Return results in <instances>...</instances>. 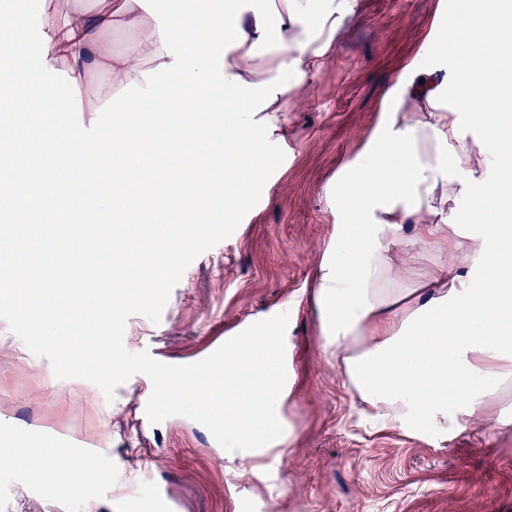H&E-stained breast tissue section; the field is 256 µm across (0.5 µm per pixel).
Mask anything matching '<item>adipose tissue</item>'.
<instances>
[{
  "label": "adipose tissue",
  "instance_id": "1",
  "mask_svg": "<svg viewBox=\"0 0 512 512\" xmlns=\"http://www.w3.org/2000/svg\"><path fill=\"white\" fill-rule=\"evenodd\" d=\"M74 10L42 38L23 67L25 93L0 89V207L75 210L84 197L111 212L120 240L136 237L138 257L172 252L162 227L191 240L207 224L234 215L248 196L238 160L253 147L261 174L268 153L256 129L279 128L288 79L316 71L336 26L356 0H237L232 11L200 13L191 0H102ZM128 33L112 49L103 32ZM485 27L512 38V0H465L461 16L434 42L454 55V78L415 64L398 83L377 130L340 171L330 201L337 221L308 298L325 347L335 349L350 386L379 425L439 434L460 431L484 412L512 408V81L498 72L497 51L472 49ZM269 76L253 79L257 67ZM106 75L103 94L82 83ZM495 94L498 106L473 117L492 143L468 138L463 114ZM28 142L62 144L69 178L22 179L16 156ZM503 176L495 194L484 170ZM476 200L478 225L460 224L446 204ZM450 249L416 287H400L393 250L405 227ZM84 291L65 279L42 285L31 313L48 344L58 341L63 293ZM287 328L262 313L224 339L225 376L235 399L224 412L232 458L258 460L283 429L276 405L288 397L293 369ZM493 380V388L481 379Z\"/></svg>",
  "mask_w": 512,
  "mask_h": 512
}]
</instances>
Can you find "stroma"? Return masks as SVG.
<instances>
[{
	"mask_svg": "<svg viewBox=\"0 0 512 512\" xmlns=\"http://www.w3.org/2000/svg\"><path fill=\"white\" fill-rule=\"evenodd\" d=\"M98 0H45L35 23L0 32V52L20 58L40 30L61 26ZM458 0H357L312 75L295 80L285 103V158L259 202L234 232L199 255L173 288L159 322L141 314L125 325L124 345L172 360L197 359L250 317L293 304L288 316L294 370L282 414L292 437L271 468L228 461L202 424L183 415L150 423L146 377L137 373L106 399L94 383L57 379L0 320V426L38 435L49 448L75 441L99 455L109 479L71 471L65 485L33 480L21 446L0 478V512H512V426L490 412L439 438L373 426L358 395L326 352L305 304L336 222L327 190L363 151L408 65L430 60ZM398 252L396 270L422 278L451 253L419 241Z\"/></svg>",
	"mask_w": 512,
	"mask_h": 512,
	"instance_id": "stroma-1",
	"label": "stroma"
}]
</instances>
